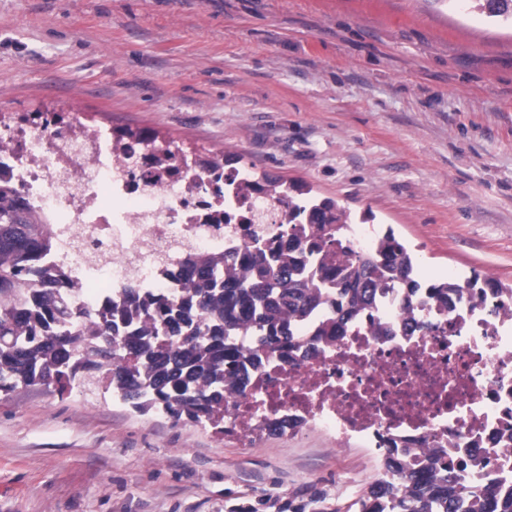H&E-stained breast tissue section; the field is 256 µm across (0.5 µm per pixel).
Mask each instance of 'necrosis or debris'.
Here are the masks:
<instances>
[{
	"label": "necrosis or debris",
	"instance_id": "necrosis-or-debris-1",
	"mask_svg": "<svg viewBox=\"0 0 512 512\" xmlns=\"http://www.w3.org/2000/svg\"><path fill=\"white\" fill-rule=\"evenodd\" d=\"M0 193L45 227L54 247L43 266L87 308L132 283L177 294L188 259L274 241L289 214L247 172L226 175L223 160H171L75 111L0 113ZM410 305L424 328L404 330ZM302 337L225 393V435L247 444L271 423H306L415 462L425 448L478 458L466 481L512 486V299L467 288L443 300L422 288L409 301L387 288L344 335L306 325Z\"/></svg>",
	"mask_w": 512,
	"mask_h": 512
}]
</instances>
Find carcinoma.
<instances>
[{
  "label": "carcinoma",
  "instance_id": "obj_1",
  "mask_svg": "<svg viewBox=\"0 0 512 512\" xmlns=\"http://www.w3.org/2000/svg\"><path fill=\"white\" fill-rule=\"evenodd\" d=\"M488 18L512 21V0H470ZM257 190L288 198L309 235L289 228L269 251L255 240L236 253L243 271L223 277L224 259L200 255L189 262L185 294L175 298L126 288L98 310L68 303L62 275L38 268L52 242L31 223L21 203L0 210V393L18 386L52 385L65 392L75 379L87 388L121 392L146 412L160 409L175 423L188 419L224 433V380L244 386L246 364L260 353L301 344L299 328L331 296L334 309L319 333L341 334L357 313L373 308L378 290L396 285L415 295L411 249L393 231L374 252L343 247L350 214L336 200H317L302 183L263 176ZM512 298V285L477 272L432 283L446 296L478 283ZM254 336L239 343L240 330ZM358 512H512V493L465 484L437 450L419 469L385 449L383 474L356 501Z\"/></svg>",
  "mask_w": 512,
  "mask_h": 512
}]
</instances>
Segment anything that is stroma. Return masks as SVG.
<instances>
[{
	"instance_id": "1",
	"label": "stroma",
	"mask_w": 512,
	"mask_h": 512,
	"mask_svg": "<svg viewBox=\"0 0 512 512\" xmlns=\"http://www.w3.org/2000/svg\"><path fill=\"white\" fill-rule=\"evenodd\" d=\"M151 128L512 284V25L448 0H0V112ZM384 452L0 393V512H348Z\"/></svg>"
}]
</instances>
